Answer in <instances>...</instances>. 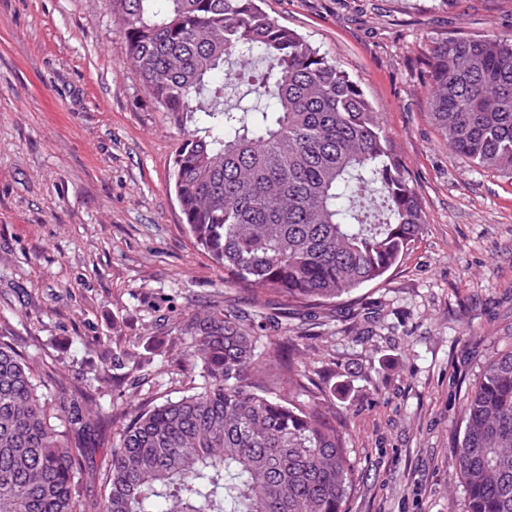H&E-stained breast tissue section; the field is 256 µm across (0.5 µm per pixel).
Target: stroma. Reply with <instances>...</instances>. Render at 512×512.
Masks as SVG:
<instances>
[{"label": "stroma", "instance_id": "1", "mask_svg": "<svg viewBox=\"0 0 512 512\" xmlns=\"http://www.w3.org/2000/svg\"><path fill=\"white\" fill-rule=\"evenodd\" d=\"M357 79L419 194L425 223L385 277L332 306L305 368L346 422L345 512H461L462 407L512 346V175L461 163L427 117L421 52L443 34L512 32V0H262ZM183 137L141 87L110 0H0V331L46 391L89 385L121 421L202 386L173 327L224 285L170 185ZM133 352L134 373L98 351Z\"/></svg>", "mask_w": 512, "mask_h": 512}]
</instances>
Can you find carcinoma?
<instances>
[{
    "label": "carcinoma",
    "mask_w": 512,
    "mask_h": 512,
    "mask_svg": "<svg viewBox=\"0 0 512 512\" xmlns=\"http://www.w3.org/2000/svg\"><path fill=\"white\" fill-rule=\"evenodd\" d=\"M141 84L182 128L174 190L193 244L224 285L292 314L215 302L175 331L204 384L145 402L112 437V465L75 479L85 448L54 422L22 354L0 336V512H344L354 464L339 417L306 391L294 316L381 280L425 223L406 166L360 84L258 0H111ZM248 100L224 86L250 73ZM224 72V81L213 75ZM429 116L465 164L512 175V34L446 35L425 55ZM112 367L136 356L102 346ZM455 467L463 512H512V349L468 392Z\"/></svg>",
    "instance_id": "carcinoma-1"
}]
</instances>
